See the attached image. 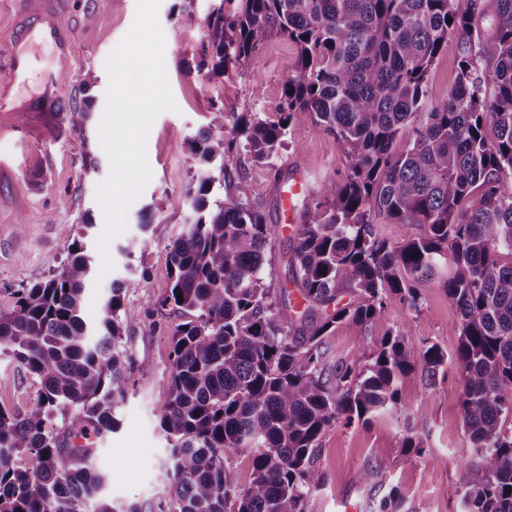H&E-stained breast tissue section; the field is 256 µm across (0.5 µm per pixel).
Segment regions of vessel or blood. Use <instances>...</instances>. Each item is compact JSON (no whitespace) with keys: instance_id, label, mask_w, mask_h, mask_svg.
I'll return each instance as SVG.
<instances>
[{"instance_id":"b4317fda","label":"vessel or blood","mask_w":512,"mask_h":512,"mask_svg":"<svg viewBox=\"0 0 512 512\" xmlns=\"http://www.w3.org/2000/svg\"><path fill=\"white\" fill-rule=\"evenodd\" d=\"M18 9L7 36L4 56L8 78L0 79V139H13L28 131L32 118L50 111L59 96V79L76 58L75 32L69 21V0H17ZM48 47L57 60L44 70L37 91L24 95L16 85L25 81L34 66L33 54ZM306 191L303 180L289 177L278 194L289 223H298L295 200Z\"/></svg>"}]
</instances>
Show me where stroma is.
Masks as SVG:
<instances>
[{"label": "stroma", "mask_w": 512, "mask_h": 512, "mask_svg": "<svg viewBox=\"0 0 512 512\" xmlns=\"http://www.w3.org/2000/svg\"><path fill=\"white\" fill-rule=\"evenodd\" d=\"M218 2L160 0L164 59L177 108L155 119L147 143L152 178L129 206L125 229L107 247L99 245L105 217L97 200V187L109 174L98 132L108 86L105 64L133 24L136 0H70L78 55L67 72L69 88L81 92L89 75L97 77L91 90L94 110L83 130L70 128L57 112L26 140L0 139V156L17 157V174L29 190L21 226L0 237V307L12 306L15 289L56 272L75 235L82 238L93 262L86 318L94 317L115 286L121 287L126 306L140 313L124 339L134 369L129 394L117 409L119 427L98 442L96 457L107 475V496L136 504L140 512H163L169 498L170 450L160 416L167 397L171 331L183 315L156 301L169 291L165 247L188 224L187 212L175 209L172 202L185 191L197 164L189 142L220 109L273 116L297 58L293 43L274 37L242 68L222 73L194 70V61L209 52V17ZM188 12L197 19L195 27L181 24ZM89 155L98 165L91 176L83 170ZM296 171L310 187L306 200L312 206L319 201L322 181L343 180L348 172L335 136L306 114L293 120L286 145L271 166L245 160L235 170L252 186V205L276 230L266 271L274 291L287 276L286 262L295 246L293 233L281 220L277 189ZM66 225L72 226V235L63 233ZM415 288L419 309L395 298L367 325L337 323L324 338L329 358L365 361L389 331L403 326L415 346L435 344L453 354L459 338L450 328L459 311L441 277L416 282ZM36 390L21 366L0 354V405L25 411ZM460 392L455 365H445L432 376L418 368L401 381L398 409L366 421L333 423L320 440L316 463L324 483L309 499L307 512H377V502L391 493L396 496L395 512H462L470 468L478 457L463 425ZM408 435L421 442V453L403 448ZM380 462L387 465L383 478L365 480V473Z\"/></svg>", "instance_id": "obj_1"}]
</instances>
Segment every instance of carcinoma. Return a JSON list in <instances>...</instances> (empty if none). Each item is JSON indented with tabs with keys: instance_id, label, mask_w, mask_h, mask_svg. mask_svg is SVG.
I'll return each mask as SVG.
<instances>
[{
	"instance_id": "carcinoma-1",
	"label": "carcinoma",
	"mask_w": 512,
	"mask_h": 512,
	"mask_svg": "<svg viewBox=\"0 0 512 512\" xmlns=\"http://www.w3.org/2000/svg\"><path fill=\"white\" fill-rule=\"evenodd\" d=\"M274 36L298 50L274 118L213 113L192 140V181L174 200L195 219L167 247L171 284L155 302L189 315L172 330L160 419L167 512H306L322 485L325 430L398 407L402 378L447 361L400 328L366 363L329 365L323 337L340 321L368 324L396 297L418 309L412 282L443 266L461 315L452 363L463 423L479 458L464 512H512V0H221L196 68L242 66ZM450 41L456 80L432 105L429 73ZM67 86L61 79L59 107L80 131L92 98L75 99ZM305 113L336 137L349 172L322 183V202L296 225L280 297L294 286L302 319L318 320L296 336L264 283L275 230L229 165L241 150L270 163ZM220 180L227 187L214 199ZM381 215L425 232L393 241ZM91 275L75 238L55 275L0 310V353L38 385L25 413L0 406V512H116L91 461L128 395L132 360L121 343L139 312L113 288L86 321ZM345 281L356 299L341 305ZM58 413L68 417L64 435ZM244 450L251 479L240 489L227 463Z\"/></svg>"
}]
</instances>
